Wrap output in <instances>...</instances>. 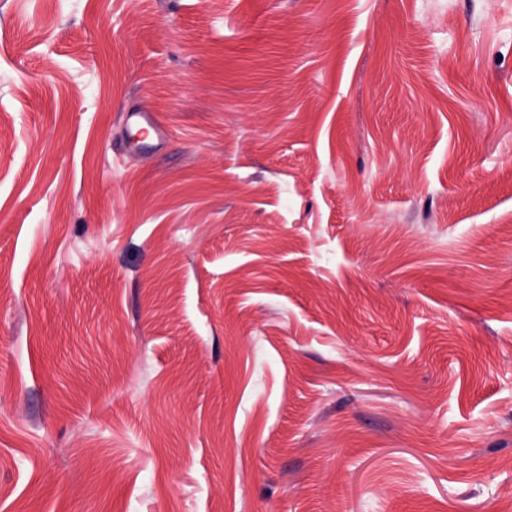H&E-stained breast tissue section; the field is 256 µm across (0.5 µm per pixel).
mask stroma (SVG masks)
I'll list each match as a JSON object with an SVG mask.
<instances>
[{
  "label": "stroma",
  "mask_w": 512,
  "mask_h": 512,
  "mask_svg": "<svg viewBox=\"0 0 512 512\" xmlns=\"http://www.w3.org/2000/svg\"><path fill=\"white\" fill-rule=\"evenodd\" d=\"M0 512H512V0H0Z\"/></svg>",
  "instance_id": "stroma-1"
}]
</instances>
